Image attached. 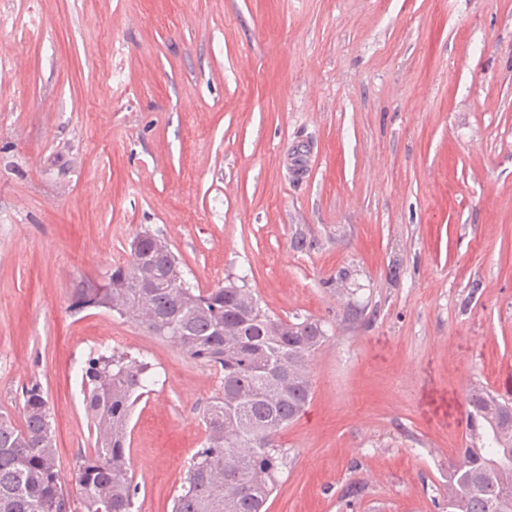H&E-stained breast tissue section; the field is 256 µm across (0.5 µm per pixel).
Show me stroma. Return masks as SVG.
I'll list each match as a JSON object with an SVG mask.
<instances>
[{"label":"stroma","instance_id":"35a3bbf8","mask_svg":"<svg viewBox=\"0 0 512 512\" xmlns=\"http://www.w3.org/2000/svg\"><path fill=\"white\" fill-rule=\"evenodd\" d=\"M144 226L325 325L268 512H436L470 387L512 399V0H0V410L38 381L71 478L85 359L144 355L135 507L171 512L217 370L69 309Z\"/></svg>","mask_w":512,"mask_h":512}]
</instances>
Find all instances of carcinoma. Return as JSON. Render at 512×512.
<instances>
[{
  "mask_svg": "<svg viewBox=\"0 0 512 512\" xmlns=\"http://www.w3.org/2000/svg\"><path fill=\"white\" fill-rule=\"evenodd\" d=\"M132 244L126 261L77 284L69 308L115 312L222 375L172 512H266L288 458L276 439L311 401L310 362L326 331L266 311L233 281L190 286L168 242L148 229ZM151 370L125 352L89 354L82 385L93 448L76 458L73 494L58 469L47 393L36 381L23 386L19 418L0 412V512H74L76 502L80 512H133L130 420ZM468 401L465 447L435 503L440 512H512V401L480 386Z\"/></svg>",
  "mask_w": 512,
  "mask_h": 512,
  "instance_id": "cac0c4a2",
  "label": "carcinoma"
}]
</instances>
